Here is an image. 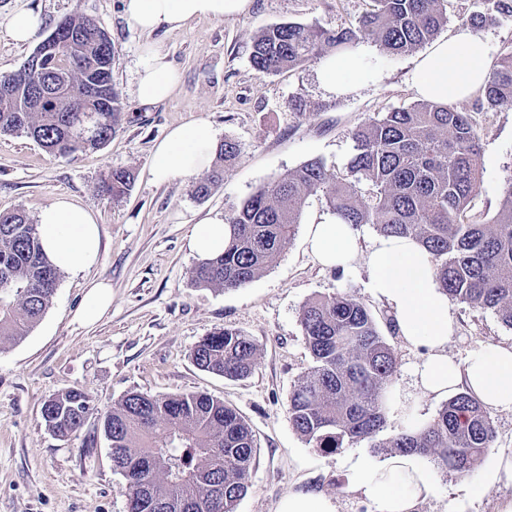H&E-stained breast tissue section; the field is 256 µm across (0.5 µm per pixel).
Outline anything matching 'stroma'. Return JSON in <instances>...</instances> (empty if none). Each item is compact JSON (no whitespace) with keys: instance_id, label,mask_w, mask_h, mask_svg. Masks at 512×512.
<instances>
[{"instance_id":"35a3bbf8","label":"stroma","mask_w":512,"mask_h":512,"mask_svg":"<svg viewBox=\"0 0 512 512\" xmlns=\"http://www.w3.org/2000/svg\"><path fill=\"white\" fill-rule=\"evenodd\" d=\"M370 0H251L247 14L221 20L194 19L181 29L144 36L126 18L123 0H0V17L24 8L39 18L30 44L16 45L0 28V74L19 70L56 24L73 15L94 19L115 48L112 83L124 109L120 130L104 145L71 155L46 152L32 139L0 135V213L20 210L29 217L60 195L90 209L101 231L99 262L76 274L62 272L51 306L26 336L0 340V512H127L123 477L115 471L99 424V413L131 391L152 396L205 392L234 408L250 425L257 453L247 494L236 512H277L289 491L314 488L333 497L337 512H373L345 490V462L351 454L388 456L384 444L401 430L389 421L376 441L364 440L325 453L307 445L288 420V399L312 364L300 314L317 295L346 293L376 316L393 345L394 381L408 385L420 353L393 330L391 313L369 286L363 263L345 270L326 268L309 253L306 230L326 215L324 200L309 197L298 229L272 267L234 290L195 286L189 271L195 258L187 248L193 226L225 215L262 183L307 160L323 159L344 172L353 154L352 129L368 117L418 101L412 85L424 48L393 55L365 38L357 51L379 71V80L331 94L317 78L316 62L277 75H258L250 65L260 28L284 23L356 26ZM166 53L179 84L166 100L141 104L135 93L136 62L145 39ZM304 106L296 112L290 107ZM471 114L481 147L482 173L469 203L477 222L496 216L503 188L512 177V110L480 109L477 98L458 102ZM207 119L220 138L241 146L236 165L211 195L197 199L191 179L155 182L153 151L177 125ZM134 172L129 194L115 202L99 190L104 174ZM112 286V306L93 326L75 313L91 281ZM455 330L448 354L464 362L486 344L512 345V330L489 310L451 303ZM234 328L258 345L253 373L230 380L198 369L194 346L210 332ZM71 388L86 392L97 412L84 427L60 438L45 426L40 408L51 394ZM494 450L479 468L460 478L434 469L435 497L419 512H496L512 498V483L472 496L497 461L512 448V412H491Z\"/></svg>"}]
</instances>
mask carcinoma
Wrapping results in <instances>:
<instances>
[{"label": "carcinoma", "instance_id": "cac0c4a2", "mask_svg": "<svg viewBox=\"0 0 512 512\" xmlns=\"http://www.w3.org/2000/svg\"><path fill=\"white\" fill-rule=\"evenodd\" d=\"M354 28L285 22L253 38L250 63L276 75L370 38L391 54L433 41L448 23L446 0H371ZM469 16L475 27L499 15L512 18V0H482ZM77 41H59L39 68L0 80V134L25 136L46 151L95 149L112 138L122 118L112 85V41L77 15L66 18ZM491 110L512 109V48L502 54L479 89ZM354 154L339 175L311 159L259 186L224 216L233 234L224 253L190 270L206 288H241L261 276L295 235L308 197L322 194L326 209L346 224H373L383 236H410L432 256L442 291L452 301L493 311L512 329V179L490 224L467 220L481 176L479 137L467 112L421 100L370 117L352 133ZM226 139L214 167L196 178L193 194L207 197L224 181V168L240 157ZM372 185L365 198L360 185ZM128 169H113L100 188L114 200L132 188ZM60 270L43 252L38 225L22 211L0 214V338L27 335L49 308ZM312 358L295 385L288 418L313 448L335 452L372 439L387 426L385 396L397 371L392 345L375 316L346 293L317 296L300 315ZM258 348L239 330L224 328L192 351L204 371L230 379L249 376ZM90 398L70 389L44 399L41 415L56 436L82 428ZM112 462L125 479L129 512H235L246 494L255 460L254 435L236 410L207 393L150 396L130 392L103 417ZM495 431L481 402L460 392L424 428L403 430L388 443L396 453H418L459 477L470 475L492 448Z\"/></svg>", "mask_w": 512, "mask_h": 512}]
</instances>
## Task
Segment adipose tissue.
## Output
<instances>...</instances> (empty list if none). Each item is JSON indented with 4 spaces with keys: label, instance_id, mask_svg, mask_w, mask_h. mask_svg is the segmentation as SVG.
Wrapping results in <instances>:
<instances>
[{
    "label": "adipose tissue",
    "instance_id": "obj_1",
    "mask_svg": "<svg viewBox=\"0 0 512 512\" xmlns=\"http://www.w3.org/2000/svg\"><path fill=\"white\" fill-rule=\"evenodd\" d=\"M250 0H124L127 19L142 33L176 30L196 18L221 19L247 12ZM489 76V60L477 35L466 26L437 41L419 60L413 86L419 96L436 102L471 97ZM322 86L333 93L353 84L375 81L376 69L360 54L327 59L319 65ZM179 76L156 44L142 49L137 63L136 95L140 103L168 98ZM218 133L204 119L175 126L153 153L155 181L190 177L209 169ZM43 250L59 269L77 272L95 266L100 254V229L93 213L61 196L38 214ZM231 234L223 218L195 225L188 246L197 260L214 258ZM306 243L311 254L327 267H347L360 261L371 275V286L390 307L397 332L415 347L426 348L414 365L409 387L387 393L388 415L412 430L427 423L419 407L426 401L453 397L466 391L486 408L512 411V346L486 345L462 363L448 355L454 332L449 299L441 290L427 250L409 236H380L361 248L355 225L331 218L309 225ZM349 491L371 503L374 512H417L434 497L432 462L420 454H393L379 460L353 456L347 461Z\"/></svg>",
    "mask_w": 512,
    "mask_h": 512
}]
</instances>
